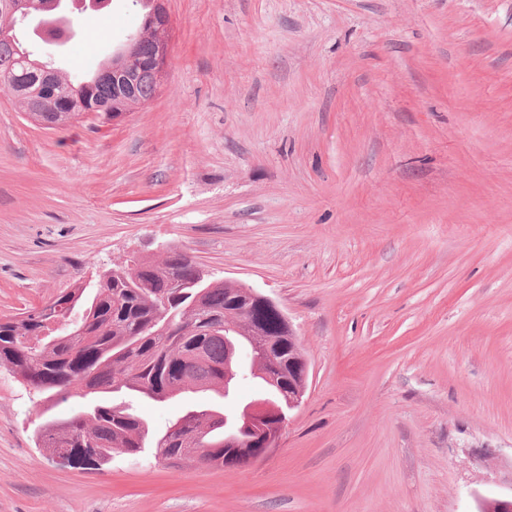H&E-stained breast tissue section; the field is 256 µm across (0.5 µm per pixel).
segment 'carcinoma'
Segmentation results:
<instances>
[{
    "label": "carcinoma",
    "mask_w": 512,
    "mask_h": 512,
    "mask_svg": "<svg viewBox=\"0 0 512 512\" xmlns=\"http://www.w3.org/2000/svg\"><path fill=\"white\" fill-rule=\"evenodd\" d=\"M142 11L141 38L135 49L142 64L132 74L133 90L119 92L112 83V61L105 60L82 80L66 74L44 75L36 63L41 50L24 45L17 32L28 19L0 12V86L42 87L36 121L60 126L82 112H94L111 121L151 100L158 81L151 65L166 30L151 26L158 0H133ZM199 302L192 303L193 296ZM231 287L218 279L199 281L198 263L186 252L170 250L159 261L136 258L92 285L63 291L51 305L33 307L19 317L0 318V365L45 397L40 413L38 443L52 456L67 452L82 439L104 461L121 453L131 457L154 450L173 467L195 448L205 453L200 467L237 468L260 447L250 432L239 430L240 447H224V316ZM72 305L62 314L63 327L41 348L28 339L37 336L43 322L54 317V307ZM283 381L263 384L267 398L288 409V342L281 348ZM216 393L213 403L199 410L189 406L192 419L183 435L155 434L139 411V401L165 402L194 389ZM87 401L82 411L57 418L54 405L69 399Z\"/></svg>",
    "instance_id": "cac0c4a2"
}]
</instances>
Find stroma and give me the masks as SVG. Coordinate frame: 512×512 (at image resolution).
Instances as JSON below:
<instances>
[{
    "label": "stroma",
    "instance_id": "stroma-1",
    "mask_svg": "<svg viewBox=\"0 0 512 512\" xmlns=\"http://www.w3.org/2000/svg\"><path fill=\"white\" fill-rule=\"evenodd\" d=\"M108 124L0 89V316L189 253L276 301L307 388L263 461L100 471L36 447L0 366V512H477L512 496V0H168ZM142 25L80 16L75 75ZM106 31L90 43L88 31Z\"/></svg>",
    "mask_w": 512,
    "mask_h": 512
}]
</instances>
